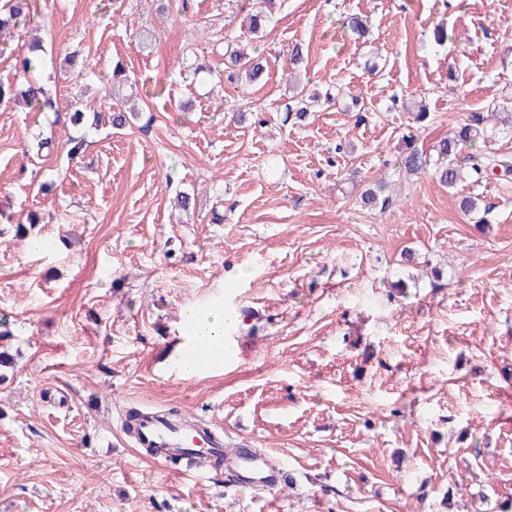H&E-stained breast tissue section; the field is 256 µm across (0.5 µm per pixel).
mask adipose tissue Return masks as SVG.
<instances>
[{"label": "adipose tissue", "mask_w": 512, "mask_h": 512, "mask_svg": "<svg viewBox=\"0 0 512 512\" xmlns=\"http://www.w3.org/2000/svg\"><path fill=\"white\" fill-rule=\"evenodd\" d=\"M238 319L235 311L225 308L223 298H215L204 306L187 307L182 322L188 329V355L179 361L181 377L199 376L208 367L224 359V335Z\"/></svg>", "instance_id": "ef3b65f1"}]
</instances>
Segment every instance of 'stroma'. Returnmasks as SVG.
Masks as SVG:
<instances>
[{"label": "stroma", "mask_w": 512, "mask_h": 512, "mask_svg": "<svg viewBox=\"0 0 512 512\" xmlns=\"http://www.w3.org/2000/svg\"><path fill=\"white\" fill-rule=\"evenodd\" d=\"M42 10L46 88L98 104L120 61L152 121L86 127L72 158L67 112L0 106V343L15 358L0 512H498L512 498V176L466 166L447 188L398 163L404 136L429 154L473 121L472 151L512 156V0H276L257 40L267 70L239 88L218 80L235 0ZM353 14L365 38L347 32ZM440 24L452 43L435 44ZM73 51L90 76L65 74ZM296 79L320 98L303 120ZM381 182L392 205L364 206ZM32 213L37 252L15 235ZM401 278L416 284L397 297ZM219 295L241 315L224 364L182 379V310ZM133 408L205 420L290 480L172 474L123 433Z\"/></svg>", "instance_id": "stroma-1"}]
</instances>
